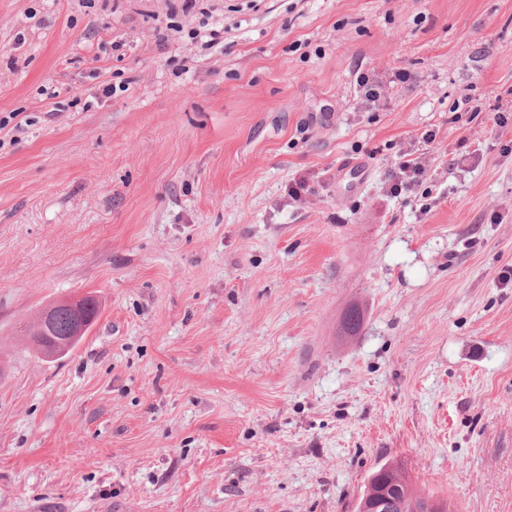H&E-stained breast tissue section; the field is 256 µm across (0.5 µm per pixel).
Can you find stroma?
Returning <instances> with one entry per match:
<instances>
[{"label": "stroma", "instance_id": "obj_1", "mask_svg": "<svg viewBox=\"0 0 512 512\" xmlns=\"http://www.w3.org/2000/svg\"><path fill=\"white\" fill-rule=\"evenodd\" d=\"M182 4L0 0V512H355L386 462L512 512V0H218L209 50ZM360 100L365 106H375L382 96V85L374 70L360 72L357 76ZM427 169L422 156L406 149L397 154L387 189L392 194L400 195L403 191L412 189L426 176ZM86 304L83 301V297L80 298H64V300L58 301L55 304L45 306L39 313L35 323L39 329L45 328L53 320L56 310L60 307H67L71 310L74 329L73 336H68V328L71 323V315L68 312H62L58 314L55 319V332L54 336H67L56 340L53 344L47 346L46 350L42 355L45 359H53L66 354L71 343L75 338L82 335L89 322V318L85 316Z\"/></svg>", "mask_w": 512, "mask_h": 512}]
</instances>
